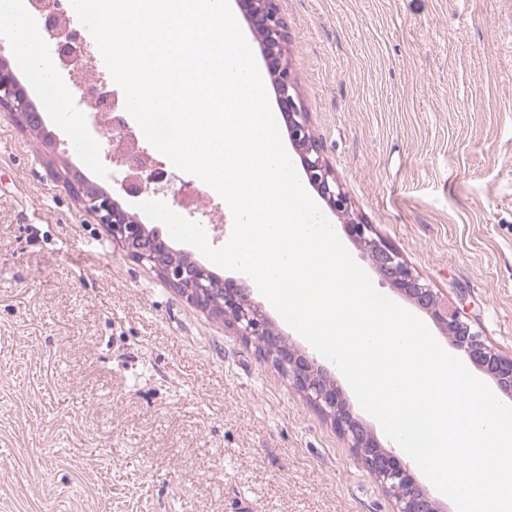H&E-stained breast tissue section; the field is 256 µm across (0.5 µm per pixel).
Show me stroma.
<instances>
[{
    "label": "stroma",
    "mask_w": 512,
    "mask_h": 512,
    "mask_svg": "<svg viewBox=\"0 0 512 512\" xmlns=\"http://www.w3.org/2000/svg\"><path fill=\"white\" fill-rule=\"evenodd\" d=\"M285 58L313 136L351 200L328 219L375 288L416 311L344 235L365 220L441 295L462 299L488 344L512 358V0H277ZM28 54L0 52L38 124L0 105V512H395L319 410L223 317L197 308L133 260L72 187L110 193L167 237L117 187L121 143L167 157L136 121L121 142L96 131L79 94L97 80L125 96L88 30V54L59 56L32 14ZM55 71L51 91L31 63ZM225 245L233 216L179 171ZM346 408L392 443L336 366L316 358Z\"/></svg>",
    "instance_id": "stroma-1"
}]
</instances>
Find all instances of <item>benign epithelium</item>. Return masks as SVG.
Wrapping results in <instances>:
<instances>
[{"label": "benign epithelium", "mask_w": 512, "mask_h": 512, "mask_svg": "<svg viewBox=\"0 0 512 512\" xmlns=\"http://www.w3.org/2000/svg\"><path fill=\"white\" fill-rule=\"evenodd\" d=\"M67 0H54L58 20L47 27L50 37L60 50L84 53L78 43V33L69 26ZM254 21L257 33L266 44L271 73L277 79V103L288 116V134L291 143L302 150L303 167L309 183L315 187L336 213H344L351 201L343 185L332 173L323 148L311 136L310 120L297 92L293 75L280 54V46L287 40V25L276 0H244ZM88 104L98 112H111L107 95L94 86L87 93ZM0 104L31 118L25 92L17 83L11 68L0 66ZM138 174L134 181L120 184L128 195L158 190L159 175L139 162L138 155L128 157ZM83 208L93 213L99 223L108 227L112 241L128 254L152 265L165 279L204 311L218 305L224 320L238 332L254 341L272 358L276 366L307 394L319 408L332 413L336 428L347 438L350 447L360 454L366 468L374 476L381 490L395 498L397 512H438L437 503L416 483L411 469L394 452L380 448L368 431L353 420L343 409L339 389L326 373L315 369L312 358L288 345L271 327L261 306L249 301L245 289L233 284H216V279L205 266L181 261L151 234L145 225L120 207L111 194L104 191L80 194ZM347 233L370 256L373 266L418 308L426 311L448 335L449 344L487 372L504 391L512 392V358L501 355L488 345L482 334L467 320L457 304L438 295L416 273L394 248L383 243L373 226L362 221L346 225Z\"/></svg>", "instance_id": "obj_1"}]
</instances>
